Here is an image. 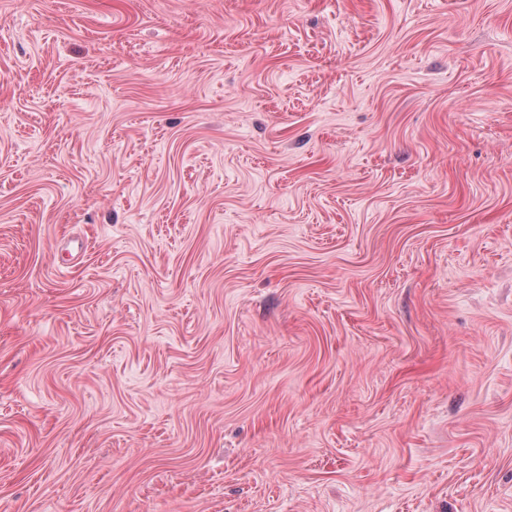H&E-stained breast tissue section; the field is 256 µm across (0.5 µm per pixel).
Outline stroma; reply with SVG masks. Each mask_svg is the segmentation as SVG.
Returning <instances> with one entry per match:
<instances>
[{
	"mask_svg": "<svg viewBox=\"0 0 512 512\" xmlns=\"http://www.w3.org/2000/svg\"><path fill=\"white\" fill-rule=\"evenodd\" d=\"M0 512H512V0H0Z\"/></svg>",
	"mask_w": 512,
	"mask_h": 512,
	"instance_id": "1",
	"label": "stroma"
}]
</instances>
